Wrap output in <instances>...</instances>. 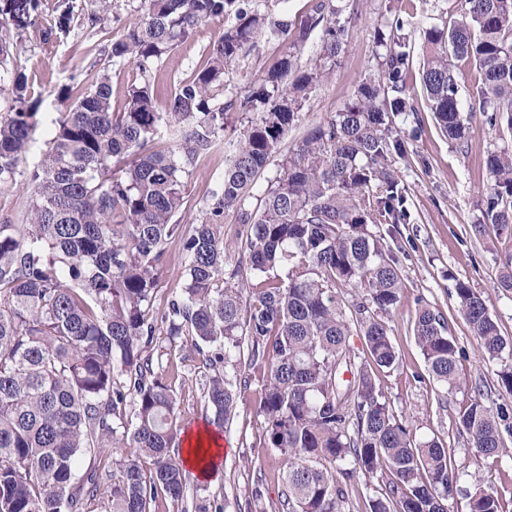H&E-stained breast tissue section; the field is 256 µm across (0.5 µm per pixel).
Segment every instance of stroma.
I'll return each instance as SVG.
<instances>
[{"label":"stroma","mask_w":512,"mask_h":512,"mask_svg":"<svg viewBox=\"0 0 512 512\" xmlns=\"http://www.w3.org/2000/svg\"><path fill=\"white\" fill-rule=\"evenodd\" d=\"M74 3V20L67 36L50 48L26 40L18 42L16 52L6 64L10 70H25L35 93L42 97L40 110L46 114L68 110L70 101L60 97L61 87L82 85L99 47L125 33L135 7L134 0H112L109 16L95 21L91 18L96 9L94 0H74ZM345 4L347 49L335 71L310 93L301 122L289 132L279 154L273 155L258 176L257 188H264L268 179L275 176L282 153L292 149L325 117L343 109L359 83L376 71L373 33L381 12L391 10L403 20L404 29L411 36L408 77L410 85L416 87L420 84L425 31L451 25L461 11V0H393L389 5L384 0H345ZM223 30L224 23L220 20L202 26L155 64L152 78L159 89L157 106H164L175 82L201 68L208 47ZM285 48L282 38L265 34L239 69L230 74L232 87L248 92ZM413 105L421 131L412 134L415 124L402 123L407 156L399 163L410 218L393 233L387 225L379 227L380 232L386 233V242L398 257L401 268V305L394 316L384 319L399 363L394 369L379 373L378 382L394 411L410 424L416 437L443 440L453 464L466 470L464 491L449 499L448 512H468L465 492L477 485L497 491L502 512H512V460L505 458L497 463L480 458L458 424L460 407L474 390H481L490 402L506 411L510 430L504 439L512 449V394L499 387L498 361L489 360L479 352L476 338L457 311L453 298L456 281L470 283L484 295L502 335L512 338V291L497 286L506 260L512 258V234L490 224L483 233L474 231L488 183L484 160L489 151L504 146L512 148V132L490 131L482 116H475L468 147L462 150L439 130L423 96H414ZM225 163V156L220 152L198 158L193 175L185 182V207L179 216L184 228L198 222L201 202L221 184ZM421 300L447 318L449 331L463 351L459 372L467 385L462 390L446 392L427 372L412 331L415 309ZM157 343L167 349L179 367V375L173 382L179 406L178 429L201 424L207 407L204 371L192 351L190 337L172 342L161 335ZM262 375V369H255L250 386L242 391L224 426L226 452L216 474L201 479L194 472H187L188 512H213L219 504L226 512H250L248 504L256 496L261 497L267 512H279L286 460L260 442L264 420L257 407Z\"/></svg>","instance_id":"obj_1"}]
</instances>
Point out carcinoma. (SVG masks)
I'll list each match as a JSON object with an SVG mask.
<instances>
[{
  "mask_svg": "<svg viewBox=\"0 0 512 512\" xmlns=\"http://www.w3.org/2000/svg\"><path fill=\"white\" fill-rule=\"evenodd\" d=\"M464 2L453 25L426 31L420 73L430 112L461 146L476 112L489 130H512V0ZM345 9L317 0L298 28L279 24L288 52L241 96L227 76L265 35L268 12L244 0H139L126 33L100 50L105 61L139 74L123 111H112L110 76L92 62L87 87L51 118L52 137L32 165L27 153L41 100L23 72H10L0 182L22 177L29 208L27 223L0 224V512H91L96 502L104 512H162L169 501L184 502L172 370L154 345L162 329L172 343L191 337L207 372L209 425L224 427L238 390L250 384L242 356L268 370L259 399L263 446L287 458L286 512H340L348 486L362 475L380 486L369 512H448L463 471L441 440L413 438L377 380L399 362L378 315L398 309L400 264L372 227L388 224L392 233L408 219L398 167L407 150L392 120L415 112L401 21L378 20L381 68L253 194L308 95L345 52ZM225 17L230 24L205 65L177 81L158 111L154 64ZM72 20L70 0H24L14 27L47 47L70 32ZM317 28L320 50L303 63ZM466 65L479 70L481 83L464 97ZM233 113L246 123L229 138ZM216 151L230 154V164L186 235L175 220L184 178L199 157ZM485 166L490 182L478 233L485 224L512 227V152H489ZM231 215L246 231L245 268L240 259L231 264L224 242ZM176 238L185 283L153 317L166 244ZM339 286L362 293L361 301L342 304ZM454 295L481 352L500 362L498 385L512 393V341L477 289L458 281ZM354 332L364 338L363 357L350 349ZM413 334L432 380L460 389L462 351L443 315L418 304ZM501 421L503 412L481 393L458 413L478 455L496 461L509 456ZM122 448L135 452L113 460L109 486L93 466L75 474L81 456ZM467 496L469 512H501L490 489Z\"/></svg>",
  "mask_w": 512,
  "mask_h": 512,
  "instance_id": "1",
  "label": "carcinoma"
}]
</instances>
